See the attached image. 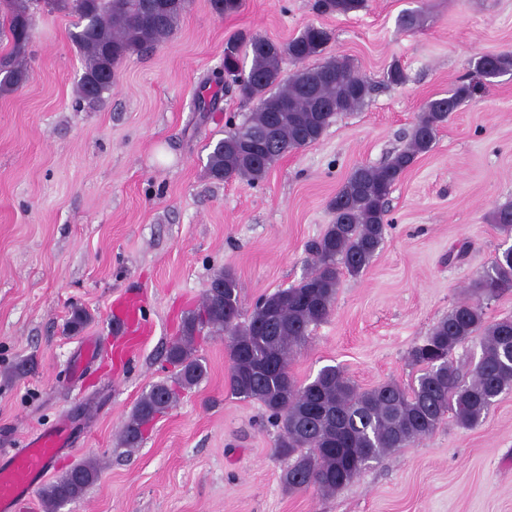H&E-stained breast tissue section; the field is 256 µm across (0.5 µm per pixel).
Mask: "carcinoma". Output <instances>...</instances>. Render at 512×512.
Masks as SVG:
<instances>
[{
    "mask_svg": "<svg viewBox=\"0 0 512 512\" xmlns=\"http://www.w3.org/2000/svg\"><path fill=\"white\" fill-rule=\"evenodd\" d=\"M366 0H315L324 15H348L365 8ZM189 0H0V96L8 95L30 77L28 52L33 38L34 8L69 10L76 17L70 39L83 72L78 99L96 101L112 90L118 65L130 54L143 52L168 39L176 30ZM220 16L240 11L242 0H210ZM329 40L328 31L309 25L286 43L252 36L233 44V59L224 61L226 73L214 82L228 91L256 101L255 111L242 123L207 145V172L216 181L241 180L256 184L285 154L315 145L341 112L362 108L373 85L356 75L344 59L316 65ZM250 59L248 72L239 69L240 55ZM290 59L299 68L283 77L281 64ZM479 80L461 81L452 92L429 101L418 114L407 144L380 166L352 170L329 207L333 224L307 245L312 271L296 286L279 289L259 299L248 317L238 280L227 270L211 281L220 291L205 290L201 305L184 322L169 346L166 359L175 369L171 383H159L144 394L124 424L121 445L137 448L159 415L181 391L198 385L206 367L195 354L197 335L221 330L232 361L230 394L260 403L279 429L278 457L288 460L283 474L286 488L315 487L325 493L351 483L367 462L397 448H405L432 434L447 416L464 429L477 427L496 398L512 388V318L489 324L484 303L512 292V245L468 286V297L437 322L409 359L423 372L409 388L390 381L357 389L339 367L327 365L315 378L299 385L289 363L312 329L332 311L340 271L360 275L385 240L387 203L394 184L415 160L432 150L438 130L450 115L448 102L461 105L482 87ZM288 102L295 118L282 120L277 143L264 154L247 149L241 134L260 135L271 123L274 105ZM492 223L512 237V204L497 208ZM478 341L479 361L470 380L461 377L454 352ZM100 476L93 460L74 465L40 492L44 512H57L64 503L81 498Z\"/></svg>",
    "mask_w": 512,
    "mask_h": 512,
    "instance_id": "obj_1",
    "label": "carcinoma"
}]
</instances>
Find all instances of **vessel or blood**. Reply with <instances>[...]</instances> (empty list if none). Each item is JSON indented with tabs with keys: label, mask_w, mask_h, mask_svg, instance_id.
I'll list each match as a JSON object with an SVG mask.
<instances>
[{
	"label": "vessel or blood",
	"mask_w": 512,
	"mask_h": 512,
	"mask_svg": "<svg viewBox=\"0 0 512 512\" xmlns=\"http://www.w3.org/2000/svg\"><path fill=\"white\" fill-rule=\"evenodd\" d=\"M114 333L110 346L116 355L134 353L148 333L137 297L115 301ZM68 439L58 424L35 436L25 447L0 456V512H22L34 490L52 473Z\"/></svg>",
	"instance_id": "obj_1"
}]
</instances>
